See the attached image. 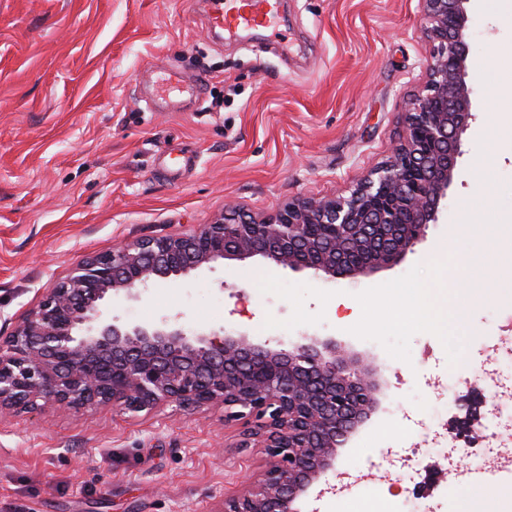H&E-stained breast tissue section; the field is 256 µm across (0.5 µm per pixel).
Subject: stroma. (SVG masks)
Listing matches in <instances>:
<instances>
[{
    "label": "stroma",
    "instance_id": "1",
    "mask_svg": "<svg viewBox=\"0 0 512 512\" xmlns=\"http://www.w3.org/2000/svg\"><path fill=\"white\" fill-rule=\"evenodd\" d=\"M262 46L212 28L210 0H0V336L84 255L176 235L225 204L265 217L296 198L349 195L385 163L426 81L422 0H283ZM475 119L425 240L366 277L324 282L256 262L113 299L122 320L172 310L256 342L302 336L357 355L380 406L341 448L342 492L303 512H464L476 481L440 438L494 392L445 403L432 380L485 360L512 315V0H470ZM471 218L457 242L453 226ZM490 272L492 294L466 280ZM428 283L464 323L437 331L384 291ZM224 410L46 407L0 418V512H222L266 465Z\"/></svg>",
    "mask_w": 512,
    "mask_h": 512
}]
</instances>
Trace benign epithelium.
Wrapping results in <instances>:
<instances>
[{"label": "benign epithelium", "instance_id": "benign-epithelium-1", "mask_svg": "<svg viewBox=\"0 0 512 512\" xmlns=\"http://www.w3.org/2000/svg\"><path fill=\"white\" fill-rule=\"evenodd\" d=\"M423 2L428 78L388 162L347 197L295 199L261 218L230 206L191 232L79 259L0 336V417L45 406L222 405L224 421L250 423L235 447L262 448L268 459L257 481L224 498V512H301L298 504L336 471L339 449L376 410L377 384L332 341L304 336L285 349L244 332L187 327L178 314L130 324L106 302L137 301L220 262L261 261L334 280L369 275L414 251L437 222L474 119L469 0Z\"/></svg>", "mask_w": 512, "mask_h": 512}]
</instances>
